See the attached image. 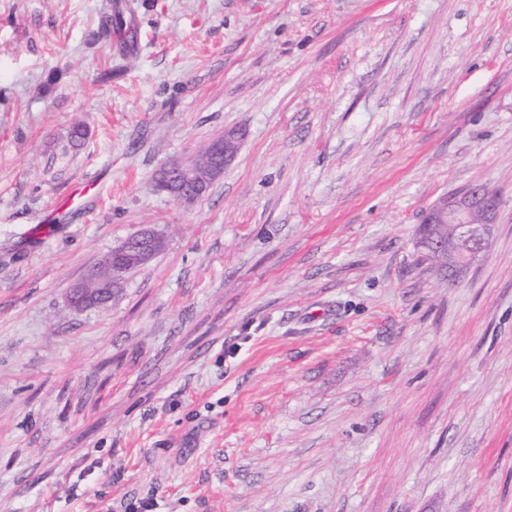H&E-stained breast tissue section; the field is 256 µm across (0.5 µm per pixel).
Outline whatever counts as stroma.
Masks as SVG:
<instances>
[{
	"mask_svg": "<svg viewBox=\"0 0 512 512\" xmlns=\"http://www.w3.org/2000/svg\"><path fill=\"white\" fill-rule=\"evenodd\" d=\"M110 2L0 0V512H512V0ZM475 183L444 281L418 229ZM243 134L228 131L224 139L209 144L196 162L189 166L169 165L157 177L158 186L181 202H191L202 196L210 180L221 174L236 154ZM497 208L493 192L470 187L447 199L420 227L423 234L429 224H445L442 231L447 232L448 224H453L452 235L436 233L432 239L422 240L419 246L429 253L436 267L447 269L457 278L488 247ZM162 246L163 243L158 236L152 231L143 230L127 238L114 254L118 257L120 263H130L140 266L150 260ZM138 266L126 268V270L121 271L111 252L105 257L102 263L91 272L87 281H112V279L119 281L126 273ZM111 288L112 282H101L98 284L96 291L93 293L90 288H87V284L79 285L75 287L70 293V304L74 308H82L86 304L100 302L107 297V293L111 290ZM111 295L112 293L108 298L105 299V301L110 299Z\"/></svg>",
	"mask_w": 512,
	"mask_h": 512,
	"instance_id": "stroma-1",
	"label": "stroma"
}]
</instances>
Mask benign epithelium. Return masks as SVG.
<instances>
[{"label": "benign epithelium", "mask_w": 512, "mask_h": 512, "mask_svg": "<svg viewBox=\"0 0 512 512\" xmlns=\"http://www.w3.org/2000/svg\"><path fill=\"white\" fill-rule=\"evenodd\" d=\"M242 134L228 131L224 139L209 144L201 151L196 162L189 166L169 165L157 177L158 186L181 202H190L203 195L210 180L221 174L236 154ZM498 208L496 195L488 189L475 186L453 196L428 219L430 224H451L453 233L447 237L441 233L424 240L420 247L427 251L439 269L448 270L459 277L489 245L492 224ZM161 239L150 230H143L126 239L115 251L121 263L142 265L162 248ZM112 283L101 282L92 291L87 285L75 287L70 293V304L81 308L100 302L107 297Z\"/></svg>", "instance_id": "7a95c632"}]
</instances>
